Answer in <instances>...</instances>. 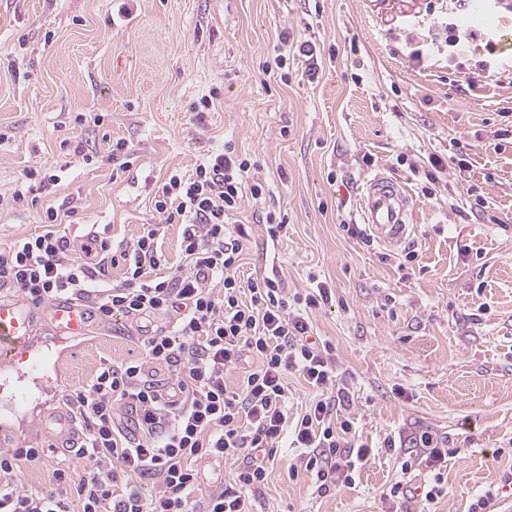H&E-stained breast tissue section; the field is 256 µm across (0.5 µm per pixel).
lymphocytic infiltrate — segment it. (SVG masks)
<instances>
[{"instance_id":"f902f5d3","label":"lymphocytic infiltrate","mask_w":512,"mask_h":512,"mask_svg":"<svg viewBox=\"0 0 512 512\" xmlns=\"http://www.w3.org/2000/svg\"><path fill=\"white\" fill-rule=\"evenodd\" d=\"M252 163L232 145L203 157L191 175H170L158 189L159 221L126 247L97 235L71 241L60 217L80 220L75 201L42 210L41 232L0 249V291L34 304L64 296L92 300L98 316L174 317L171 329L144 340L145 357L105 364L88 387L67 396L83 425L79 475L59 469L45 491L25 489L22 467L41 459L42 449L0 448V512H254L251 495L261 490L283 443L296 453L289 475L306 472L318 492L349 483L372 450L353 434V400L329 342L318 340L308 310L326 303L327 287L295 307L281 278L238 277L251 239L236 216L245 201L261 205L267 238L286 233L288 221L267 208L263 183L250 177ZM182 225L184 264L160 275L166 259L158 248L163 225ZM88 255L79 262L77 253ZM126 268L111 284L109 270ZM241 364L238 387L224 372ZM166 382L154 381L156 371ZM298 376L319 391L302 416L288 417V378ZM403 471L425 466L428 482L418 491L430 503L444 492L441 472L449 454L429 432L412 434ZM234 467L231 481L195 499L201 468ZM152 486L147 496L131 481Z\"/></svg>"}]
</instances>
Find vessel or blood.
I'll return each mask as SVG.
<instances>
[{
  "instance_id": "vessel-or-blood-1",
  "label": "vessel or blood",
  "mask_w": 512,
  "mask_h": 512,
  "mask_svg": "<svg viewBox=\"0 0 512 512\" xmlns=\"http://www.w3.org/2000/svg\"><path fill=\"white\" fill-rule=\"evenodd\" d=\"M412 196L396 177L374 175L364 185L361 222L366 233L378 244L396 250L407 246L414 234ZM91 323V311L79 299L60 297L39 306L23 297L0 300V374L19 372L26 387L9 391L8 407L28 412L32 404L30 387L45 382H63L61 360L68 340L85 335ZM46 327L54 347L40 352L32 342L38 327ZM34 436L55 435L69 452H77L80 431L66 406H58L35 415L31 426Z\"/></svg>"
}]
</instances>
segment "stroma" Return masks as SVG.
<instances>
[{
  "instance_id": "obj_1",
  "label": "stroma",
  "mask_w": 512,
  "mask_h": 512,
  "mask_svg": "<svg viewBox=\"0 0 512 512\" xmlns=\"http://www.w3.org/2000/svg\"><path fill=\"white\" fill-rule=\"evenodd\" d=\"M466 22L457 0H0V248L39 232V211L74 197L83 223L134 243L156 223L169 175L232 142L255 165L269 203L288 218L275 267L289 294L330 288L313 309L353 397L354 427L374 454L354 483L316 491L310 476L274 466L254 512H406L383 499L401 469V442L428 430L452 453L430 512H469L486 491L512 512V72L482 74L487 40L512 47V0H486ZM463 21L471 49L438 31ZM316 47L318 74L298 51ZM287 57L264 78V62ZM209 112L193 107L210 92ZM127 142L129 170L110 156ZM444 165L436 181L429 160ZM466 171H459V164ZM59 175L38 207L15 204L28 169ZM408 186L417 224L409 248L348 237L359 187L376 172ZM144 317L126 331L95 320L73 340L67 390L108 362L144 358ZM75 456L48 449L24 465L45 490Z\"/></svg>"
}]
</instances>
